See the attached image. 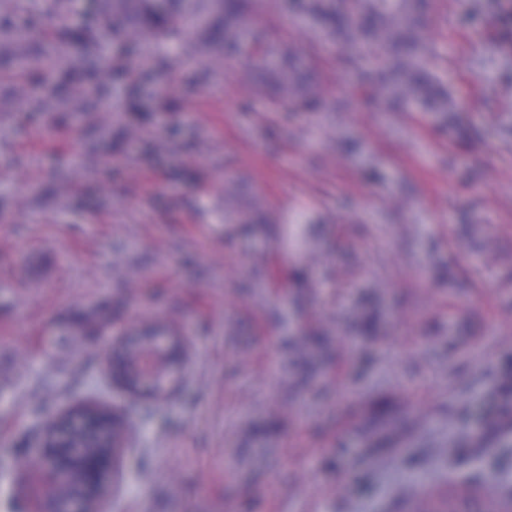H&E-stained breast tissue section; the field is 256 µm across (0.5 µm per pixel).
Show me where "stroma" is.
I'll use <instances>...</instances> for the list:
<instances>
[{"label": "stroma", "instance_id": "stroma-1", "mask_svg": "<svg viewBox=\"0 0 512 512\" xmlns=\"http://www.w3.org/2000/svg\"><path fill=\"white\" fill-rule=\"evenodd\" d=\"M439 0L425 61L480 136L379 112L319 46L328 102L272 111L247 55L129 43L84 0L0 5V512H33L42 429L120 410L112 512H402L417 484L512 495V42ZM272 35L312 33L262 0ZM70 78L37 65L48 37ZM262 211L268 221L243 218ZM309 287L298 293L293 269ZM377 316L379 333L357 321ZM187 329L181 381L142 419L105 363L145 322ZM326 329L302 363L294 336ZM398 423L377 432L380 411Z\"/></svg>", "mask_w": 512, "mask_h": 512}]
</instances>
